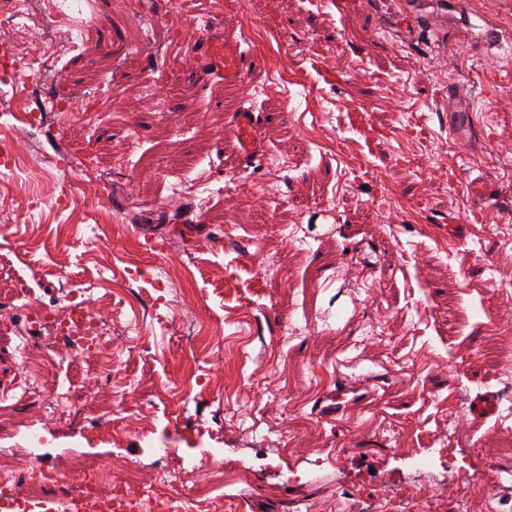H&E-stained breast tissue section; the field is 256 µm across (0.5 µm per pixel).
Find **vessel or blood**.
Wrapping results in <instances>:
<instances>
[{"label": "vessel or blood", "mask_w": 512, "mask_h": 512, "mask_svg": "<svg viewBox=\"0 0 512 512\" xmlns=\"http://www.w3.org/2000/svg\"><path fill=\"white\" fill-rule=\"evenodd\" d=\"M313 68L325 84L335 85L341 81V73L331 62L325 48H316L313 52ZM209 71L223 72L227 82L244 85L250 72V55L237 47H225L223 53H212ZM233 128L242 141V155L245 160H252L260 153V124L254 111L244 110L237 114ZM375 378L373 374L359 376L351 380L338 376L336 388L328 392L327 404H316L315 415L323 420H331L343 412L342 400L350 391L356 390L372 394ZM501 396L496 392H487L475 396L465 413L460 415V426L467 427L479 423L498 413ZM125 501L121 496L101 498L87 488H74L70 496L63 501L53 498L32 500L19 496L9 486L0 487V512H125Z\"/></svg>", "instance_id": "b4317fda"}]
</instances>
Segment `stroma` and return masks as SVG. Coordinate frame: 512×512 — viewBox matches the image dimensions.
I'll list each match as a JSON object with an SVG mask.
<instances>
[{
	"label": "stroma",
	"mask_w": 512,
	"mask_h": 512,
	"mask_svg": "<svg viewBox=\"0 0 512 512\" xmlns=\"http://www.w3.org/2000/svg\"><path fill=\"white\" fill-rule=\"evenodd\" d=\"M41 14L12 53L58 49L30 80L0 84L35 119H6L10 156L0 165V458L20 454L31 430L47 464L68 454L94 465L111 458L149 479L153 451L170 447L172 470L224 451L235 484L216 490L222 512H333L342 492L369 495L415 484V454L455 443L448 416L485 390L507 397L501 415L470 434L474 454L434 460L443 478L462 464L481 469L512 449V219L468 222L470 181L512 204V53L474 45L482 20L512 38V0H416L444 26L411 22L395 0H209L198 30L172 22L170 0H92L84 41ZM326 39L340 85L316 78L310 52ZM225 40L252 56L246 86L206 78L202 44ZM69 105L60 117L45 98ZM364 107L384 136L367 150L348 113ZM254 110L264 150L242 165L232 116ZM85 159L91 197L57 213L60 175L51 159ZM463 235H449L451 224ZM220 237L207 253L185 225ZM164 238L177 274L151 278L157 257L141 226ZM367 270L358 274L354 261ZM108 264L97 302L112 336L65 365L33 351L40 390L25 394L15 360L20 304L67 298L75 278ZM386 341L362 345L363 326ZM380 373L367 401L347 403L338 424L319 421L312 400L333 387L340 364ZM120 370L100 371L109 358ZM212 388L182 395L186 361ZM137 388L125 393L127 379ZM65 385L75 424L49 423L44 391ZM344 441H337V434ZM330 449L323 464L315 452ZM27 498L63 499L79 480L63 471L36 483L15 471Z\"/></svg>",
	"instance_id": "1"
}]
</instances>
